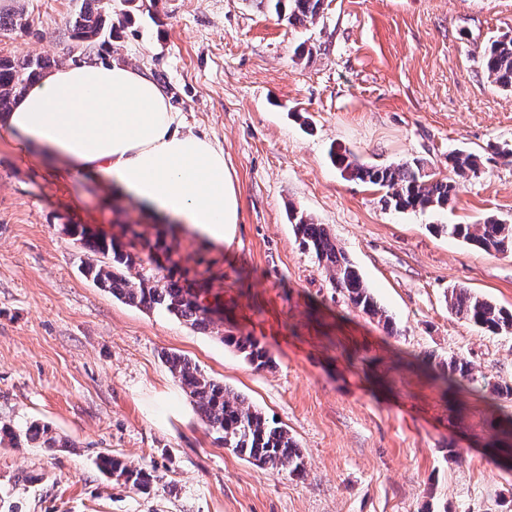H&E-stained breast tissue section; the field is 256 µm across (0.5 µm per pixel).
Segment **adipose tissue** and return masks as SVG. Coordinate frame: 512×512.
I'll list each match as a JSON object with an SVG mask.
<instances>
[{"label":"adipose tissue","instance_id":"adipose-tissue-1","mask_svg":"<svg viewBox=\"0 0 512 512\" xmlns=\"http://www.w3.org/2000/svg\"><path fill=\"white\" fill-rule=\"evenodd\" d=\"M0 129L58 178L103 181L213 241L238 222L223 150L185 128L146 71L113 60L57 68L0 114Z\"/></svg>","mask_w":512,"mask_h":512}]
</instances>
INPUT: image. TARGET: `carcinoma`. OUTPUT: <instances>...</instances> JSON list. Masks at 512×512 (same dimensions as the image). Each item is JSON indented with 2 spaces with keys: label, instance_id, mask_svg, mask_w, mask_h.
<instances>
[{
  "label": "carcinoma",
  "instance_id": "obj_1",
  "mask_svg": "<svg viewBox=\"0 0 512 512\" xmlns=\"http://www.w3.org/2000/svg\"><path fill=\"white\" fill-rule=\"evenodd\" d=\"M289 2L288 19L312 21L325 10L327 0H267L275 11ZM112 0H95L92 8L87 0L73 16L71 39L80 50L78 58L84 63L95 62L94 49L112 36ZM479 63L491 82L506 91H512V37L504 34L492 41L480 55ZM54 64L48 56L28 58L15 62L0 58V113L10 110L11 101L22 95ZM331 160L338 168L364 183L385 191V206L396 210L443 209L452 201L455 181L439 173L424 174L418 164L408 163L386 167L367 166L340 149L331 150ZM482 165L481 157L471 152L448 154V168L458 177L475 173ZM302 248L312 253L330 273L332 287L338 289L350 304L377 320L390 325V318L375 301L369 288L348 259L336 247L329 231L301 216L295 224ZM449 235L462 238L484 251H512V224H503L488 218L481 224H448L443 227ZM71 234L88 251L99 254L104 261L84 268L85 276L100 288L129 305L147 311L160 310L193 329L206 331L217 325V311H209L201 298L202 290L182 281L172 270H167L155 255L167 252L161 241L149 247L148 253L139 251L132 241L119 243L89 235L79 226ZM448 308L474 325L494 334L512 333V312L475 295L464 288L448 289ZM218 338L239 352L244 360L262 370L271 366L269 349L256 338L231 332L217 331ZM165 364L179 382L206 430L215 440L233 453L247 458L258 467L286 472L303 477L306 474L305 457L288 430L269 420L263 412L247 403L224 384L204 374L198 366L176 353L165 354ZM419 366L431 373L448 399L456 400L460 383L479 382L471 361L450 358L435 363L425 357ZM7 441L19 446L23 443L52 450L60 441L47 425L31 424L22 430L0 427V443ZM100 469L112 473L117 480L136 491L148 490L157 476L148 467L133 466L117 455L104 456Z\"/></svg>",
  "mask_w": 512,
  "mask_h": 512
}]
</instances>
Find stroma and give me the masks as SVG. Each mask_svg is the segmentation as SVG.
Segmentation results:
<instances>
[{"instance_id": "obj_1", "label": "stroma", "mask_w": 512, "mask_h": 512, "mask_svg": "<svg viewBox=\"0 0 512 512\" xmlns=\"http://www.w3.org/2000/svg\"><path fill=\"white\" fill-rule=\"evenodd\" d=\"M81 0H0L24 26L0 56L71 64L68 22ZM102 57L161 79L187 128L224 151L239 222L214 242L102 184L56 183L0 132V425L37 421L68 440L0 444L6 512H512V471L489 450L512 414V334L452 314L464 287L512 310V255L441 232L493 217L512 224V92L478 54L512 33V0H331L299 25L263 0H112ZM420 162L479 154L448 208L395 211L330 159ZM325 225L396 328L353 309L295 235ZM68 224L102 238H163L176 270L207 267L225 329L270 349L257 370L218 337L113 297L82 274L93 256ZM175 352L277 419L298 442L303 477L263 469L215 441L169 372ZM416 355L470 359L485 381L452 409L409 367ZM118 455L154 469L141 493L101 472Z\"/></svg>"}]
</instances>
